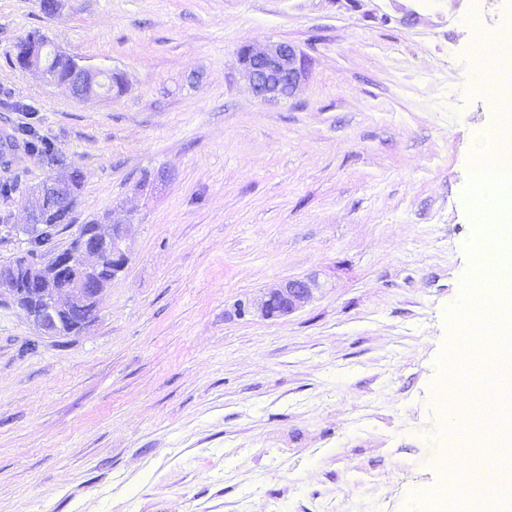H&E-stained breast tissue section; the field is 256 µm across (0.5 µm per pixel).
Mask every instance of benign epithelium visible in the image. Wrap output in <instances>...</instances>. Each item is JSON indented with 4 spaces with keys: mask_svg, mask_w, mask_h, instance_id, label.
Masks as SVG:
<instances>
[{
    "mask_svg": "<svg viewBox=\"0 0 512 512\" xmlns=\"http://www.w3.org/2000/svg\"><path fill=\"white\" fill-rule=\"evenodd\" d=\"M23 51V44L16 46V52ZM25 52V51H23ZM69 60L73 77L67 83L72 95L84 99L98 95L100 78L105 69H92L80 65L71 56L59 50H47V41L25 52L24 68L36 69L46 78H51L47 54ZM240 74L248 82L254 95L264 101L290 97L294 94L307 74L305 56L287 41H271L262 47L246 45L238 51ZM62 195L59 186L52 180H45L30 191L28 221L16 231L32 239L44 230L39 224V203L48 195ZM131 222L112 224V236L107 237L96 224L71 248L53 254L43 263H32L23 256L19 261L0 266V288L5 281L17 274L18 269L29 270L30 289H13L15 304L23 309L33 325L48 336L61 334V325L71 312L94 309L101 304L107 284L122 271L128 263L126 240ZM107 254L112 262V271L103 268L101 256ZM69 284L70 297L63 300L58 289L51 287L54 282ZM316 290L315 281L289 279L269 289L258 299L249 303L248 309L263 318L286 316L308 303Z\"/></svg>",
    "mask_w": 512,
    "mask_h": 512,
    "instance_id": "obj_1",
    "label": "benign epithelium"
}]
</instances>
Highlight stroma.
<instances>
[{"label": "stroma", "instance_id": "stroma-1", "mask_svg": "<svg viewBox=\"0 0 512 512\" xmlns=\"http://www.w3.org/2000/svg\"><path fill=\"white\" fill-rule=\"evenodd\" d=\"M512 0H0V181L82 189L73 225L132 220L78 334L0 300V512H429L456 448L436 394L470 282L475 130L497 120L472 27ZM126 91L85 99L14 61L28 32ZM283 40L280 101L239 74ZM147 192H136L140 181ZM0 199V264L23 248ZM316 277L272 319L239 303ZM240 74L254 95L264 101L291 97L307 74L305 56L287 41L238 51Z\"/></svg>", "mask_w": 512, "mask_h": 512}]
</instances>
